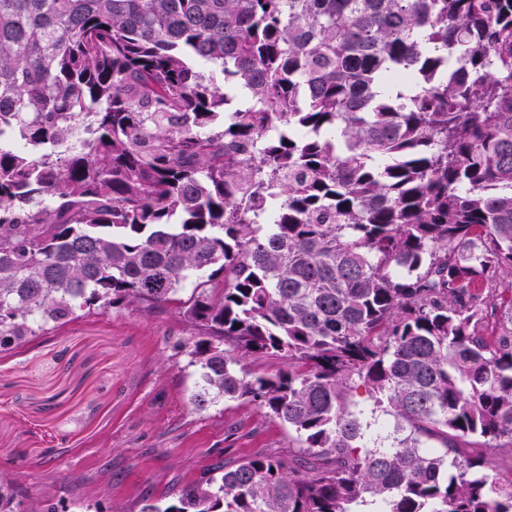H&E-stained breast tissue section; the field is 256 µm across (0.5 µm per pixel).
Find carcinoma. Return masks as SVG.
<instances>
[{
	"instance_id": "cac0c4a2",
	"label": "carcinoma",
	"mask_w": 512,
	"mask_h": 512,
	"mask_svg": "<svg viewBox=\"0 0 512 512\" xmlns=\"http://www.w3.org/2000/svg\"><path fill=\"white\" fill-rule=\"evenodd\" d=\"M5 130L0 351L174 304L303 452L138 512H512V0H0ZM351 408L356 412H363L362 420L363 422H370L371 427L366 433L367 445L369 448L377 447H387L389 446V441L384 439L386 436V432L380 433L379 425L384 419H387L382 412L375 407L373 401L368 398L363 387H359L353 391L351 397ZM374 421H378L376 425H374ZM381 435L380 437L378 435Z\"/></svg>"
}]
</instances>
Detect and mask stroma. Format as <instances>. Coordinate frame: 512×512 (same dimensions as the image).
<instances>
[{
  "label": "stroma",
  "mask_w": 512,
  "mask_h": 512,
  "mask_svg": "<svg viewBox=\"0 0 512 512\" xmlns=\"http://www.w3.org/2000/svg\"><path fill=\"white\" fill-rule=\"evenodd\" d=\"M196 337L175 307L123 305L0 352V482L18 512H136L217 461L297 455L287 424L254 404L195 407L199 369L176 344Z\"/></svg>",
  "instance_id": "35a3bbf8"
}]
</instances>
